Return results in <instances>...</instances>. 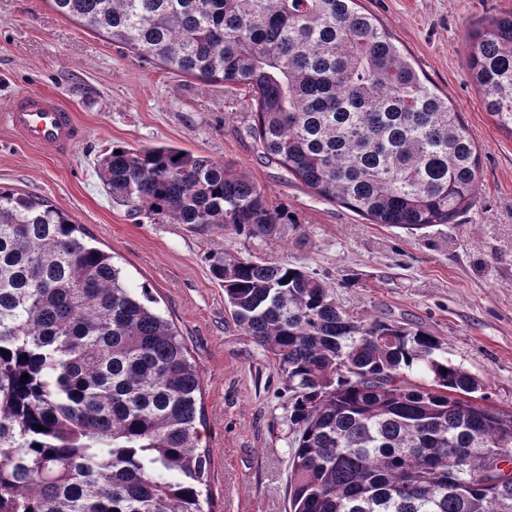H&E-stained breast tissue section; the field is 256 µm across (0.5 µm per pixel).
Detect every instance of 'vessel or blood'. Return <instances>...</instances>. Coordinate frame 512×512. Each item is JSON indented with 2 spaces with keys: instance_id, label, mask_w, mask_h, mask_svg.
Instances as JSON below:
<instances>
[{
  "instance_id": "1",
  "label": "vessel or blood",
  "mask_w": 512,
  "mask_h": 512,
  "mask_svg": "<svg viewBox=\"0 0 512 512\" xmlns=\"http://www.w3.org/2000/svg\"><path fill=\"white\" fill-rule=\"evenodd\" d=\"M8 126L27 145L54 153L68 152L83 135L73 112L56 96L33 92L0 111Z\"/></svg>"
}]
</instances>
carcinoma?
Returning <instances> with one entry per match:
<instances>
[{
  "instance_id": "1",
  "label": "carcinoma",
  "mask_w": 512,
  "mask_h": 512,
  "mask_svg": "<svg viewBox=\"0 0 512 512\" xmlns=\"http://www.w3.org/2000/svg\"><path fill=\"white\" fill-rule=\"evenodd\" d=\"M51 2L144 61L244 88L266 162L375 224H448L474 203L460 113L358 0ZM467 39L474 85L512 136V14ZM118 150L97 177L135 216L267 238L295 223L222 163ZM211 261L288 389L289 512H512L496 463H512V414L475 396L438 337L347 313L296 264ZM154 302L56 205L0 184V512H215L199 369ZM445 463L457 483L441 491Z\"/></svg>"
}]
</instances>
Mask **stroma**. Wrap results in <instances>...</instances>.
Listing matches in <instances>:
<instances>
[{"label":"stroma","instance_id":"stroma-1","mask_svg":"<svg viewBox=\"0 0 512 512\" xmlns=\"http://www.w3.org/2000/svg\"><path fill=\"white\" fill-rule=\"evenodd\" d=\"M460 112L481 156L472 207L452 223L375 224L322 199L262 158L241 89L176 75L57 13L50 0H0V109L24 92L58 96L84 130L67 155L20 143L0 126V183L47 198L112 254L130 287H148L195 360L217 512H288L291 431L282 377L237 326L211 267L228 251L291 262L336 289L359 318L418 323L453 364L512 412V136L485 110L470 74L467 31L512 14V0H360ZM174 146L231 167L287 208L273 238L223 225L136 217L96 175L112 147Z\"/></svg>","mask_w":512,"mask_h":512}]
</instances>
